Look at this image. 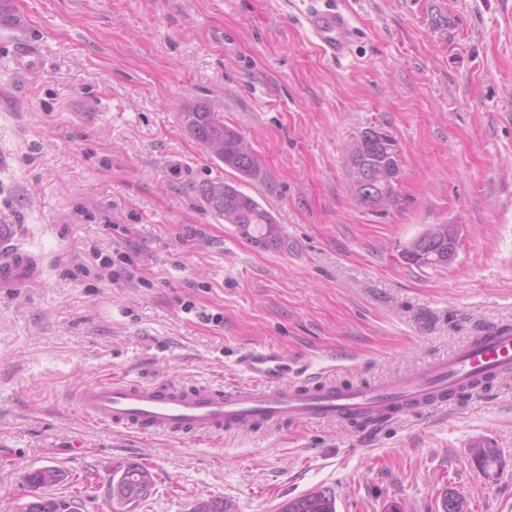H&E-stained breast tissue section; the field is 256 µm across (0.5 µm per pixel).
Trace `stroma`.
<instances>
[{
    "mask_svg": "<svg viewBox=\"0 0 512 512\" xmlns=\"http://www.w3.org/2000/svg\"><path fill=\"white\" fill-rule=\"evenodd\" d=\"M0 25V256L36 257L40 279L0 288V512L53 464L86 483L55 497L76 512H192L201 499L278 512L317 487L337 512H442L453 486L471 512H512V378L363 434L315 422L208 441L145 440L84 422L75 387L129 378L214 387L264 347L338 382L421 370L512 322V0H348L359 29L330 60L303 0H11ZM38 45V69L14 50ZM223 114L262 165L241 189L288 240L255 248L197 187L231 180L185 130L197 103ZM397 143L401 203L377 212L350 190L365 129ZM455 224L444 268L402 252ZM125 252L111 268L101 256ZM221 315L214 323L212 315ZM496 448L486 477L471 450ZM137 463L142 501H112ZM152 485L148 469L139 464H127L112 472L110 494L119 503H131L144 499Z\"/></svg>",
    "mask_w": 512,
    "mask_h": 512,
    "instance_id": "stroma-1",
    "label": "stroma"
}]
</instances>
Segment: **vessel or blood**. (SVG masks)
I'll return each instance as SVG.
<instances>
[{
    "label": "vessel or blood",
    "mask_w": 512,
    "mask_h": 512,
    "mask_svg": "<svg viewBox=\"0 0 512 512\" xmlns=\"http://www.w3.org/2000/svg\"><path fill=\"white\" fill-rule=\"evenodd\" d=\"M303 19L321 55L339 60L351 53L356 32L345 0H308ZM39 276L36 259L26 253L0 258V288H17ZM237 366L243 381L221 389L116 374L75 390L73 400L93 423L149 436H219L312 422H354L369 431L399 415L445 404L449 394L479 378L511 375L512 324L483 331L422 372L374 386L321 379L306 363L287 381L278 356L263 348L242 355Z\"/></svg>",
    "instance_id": "vessel-or-blood-1"
}]
</instances>
